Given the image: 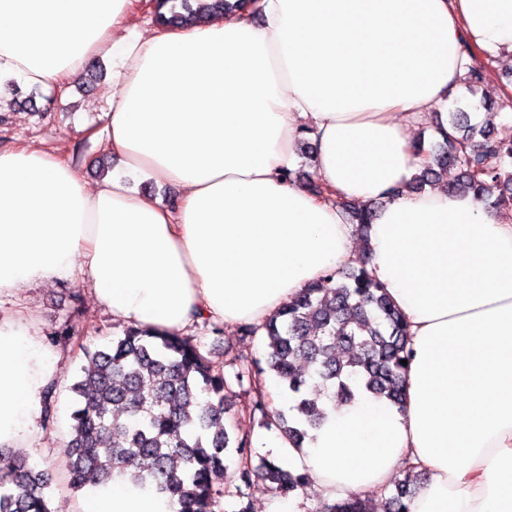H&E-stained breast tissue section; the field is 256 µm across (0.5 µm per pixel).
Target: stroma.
Returning <instances> with one entry per match:
<instances>
[{"mask_svg": "<svg viewBox=\"0 0 512 512\" xmlns=\"http://www.w3.org/2000/svg\"><path fill=\"white\" fill-rule=\"evenodd\" d=\"M512 81V66L500 64L489 67L486 79L477 94L457 88L452 98L478 111L483 100L494 101L502 114H512V94H502L505 83ZM112 91L110 69L100 61H92L70 82L66 104H59L54 90L38 89L33 93L19 90L10 82L0 83V149L19 144L63 153L89 181H96L99 169L96 159L107 152L92 136L102 124L105 96ZM16 311L31 316L39 327L44 342L61 357L62 372L53 387V418L50 423L36 421L30 447L14 449V456L27 459L38 469L49 471L50 484L46 494L52 512H78L85 495L71 491L67 484L63 449L70 439L71 413L74 395L71 385L85 359L84 349H95L121 335L124 325L115 321L111 313L95 303L86 283L81 280L59 285H38L13 295L0 296V315ZM72 326L77 334L73 340H59L55 331ZM200 342L203 352L213 360L225 356L238 358L242 363L264 364L263 339L244 327L232 328L213 322L196 324L190 330ZM251 400L248 392L235 388L227 399L224 428L230 436H249L253 457L272 452L278 430L262 428L258 420L242 417L240 410ZM243 482L237 464H230L222 479L215 483L218 493L216 512H236L247 505L251 512H281L292 507L295 512H318L324 500L319 488L310 484L302 494L286 500L254 481L248 498H240Z\"/></svg>", "mask_w": 512, "mask_h": 512, "instance_id": "obj_1", "label": "stroma"}]
</instances>
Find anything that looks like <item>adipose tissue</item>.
<instances>
[{"mask_svg":"<svg viewBox=\"0 0 512 512\" xmlns=\"http://www.w3.org/2000/svg\"><path fill=\"white\" fill-rule=\"evenodd\" d=\"M177 31L130 22L134 0H0V80L66 82L112 65L104 132L175 205L62 155L0 150V294L82 278L113 320L181 332L262 324L358 253L409 331L403 407L359 391L288 464L324 498L427 472L408 512H512V212L441 188L411 126L448 122L462 44L512 63V0H259ZM312 171L342 198L383 200L358 250L333 203L289 180L305 129ZM60 357L0 317V447L26 442ZM117 476L82 512H178Z\"/></svg>","mask_w":512,"mask_h":512,"instance_id":"1","label":"adipose tissue"}]
</instances>
